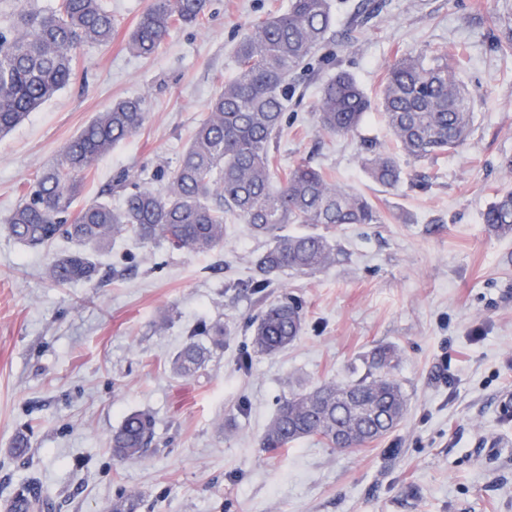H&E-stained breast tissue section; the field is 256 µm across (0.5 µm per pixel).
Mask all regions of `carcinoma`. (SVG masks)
Wrapping results in <instances>:
<instances>
[{"instance_id": "obj_1", "label": "carcinoma", "mask_w": 512, "mask_h": 512, "mask_svg": "<svg viewBox=\"0 0 512 512\" xmlns=\"http://www.w3.org/2000/svg\"><path fill=\"white\" fill-rule=\"evenodd\" d=\"M208 0H153L134 28L128 46L153 55L170 32L203 24ZM333 26L330 0H290L278 15L246 26L234 46L236 74L210 100L207 115L171 170L160 167L122 203L97 199L72 211V203L98 159L144 126L146 101L126 99L97 113L63 147L56 162L20 188L22 201L7 219L11 236L31 247L59 238L75 248L45 268L54 285L89 283L99 273L98 253L116 236L131 233L143 244L197 253L224 248L231 215L270 239L255 262L257 278L244 284L254 293L271 287L284 271L312 275L336 261V243L321 234L285 235L287 224H377L380 215L365 196L336 184L305 162L278 165L273 143L283 128L298 71L328 44ZM116 21L104 0H56L48 10L22 11L0 29V135L76 77L81 47L112 42ZM381 106L405 154L436 158L456 151L474 125V99L448 65V51L431 58L395 61L383 82ZM370 100L345 70L320 88L318 129L346 135L357 129ZM364 167L376 184L392 189L402 179L396 158L364 144ZM167 180L164 190L152 183ZM489 234L512 237V190L500 192L482 213ZM303 311L288 299L269 304L251 323L252 348L273 355L301 335ZM171 362L179 377L195 375L224 349V323L204 324ZM396 356L380 348L377 369L352 384L326 382L280 401L260 440L267 451L316 437L330 447L361 446L391 432L403 418L407 399L400 383L384 372ZM155 421L145 412L125 416L112 433V455L134 460L151 448Z\"/></svg>"}]
</instances>
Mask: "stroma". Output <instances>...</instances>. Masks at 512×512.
Here are the masks:
<instances>
[{
    "instance_id": "35a3bbf8",
    "label": "stroma",
    "mask_w": 512,
    "mask_h": 512,
    "mask_svg": "<svg viewBox=\"0 0 512 512\" xmlns=\"http://www.w3.org/2000/svg\"><path fill=\"white\" fill-rule=\"evenodd\" d=\"M289 0H210L202 25L173 30L154 55L132 54L128 36L151 0H109L117 28L107 46L79 50L61 89L0 136V512L33 483L52 512H108L124 494L138 512H512V238L487 233L481 214L512 190V0H331L329 45L297 77L277 140L282 164L307 162L369 198L381 220L333 230L286 225L287 234L331 233L339 253L312 276L279 274L264 296L238 287L267 247L229 219L223 249L172 252L118 239L92 283L57 286L43 271L52 254L9 234L20 184L113 101L145 98L141 131L113 147L76 198H99L119 174L137 180L174 167L209 100L233 76V47L249 23L285 11ZM453 47L457 72L475 98V125L453 154L415 160L398 153L379 106L396 58ZM353 73L371 108L354 133L317 129L321 85ZM397 153L392 189L362 167L364 140ZM299 300V339L274 356L240 357L264 302ZM223 322V352L195 376L172 374L175 353L204 323ZM407 410L390 433L353 451L318 438L268 453L260 439L278 403L326 381L367 371L380 346ZM133 411L156 423L152 448L113 458L112 433ZM29 447L13 453L18 432Z\"/></svg>"
}]
</instances>
